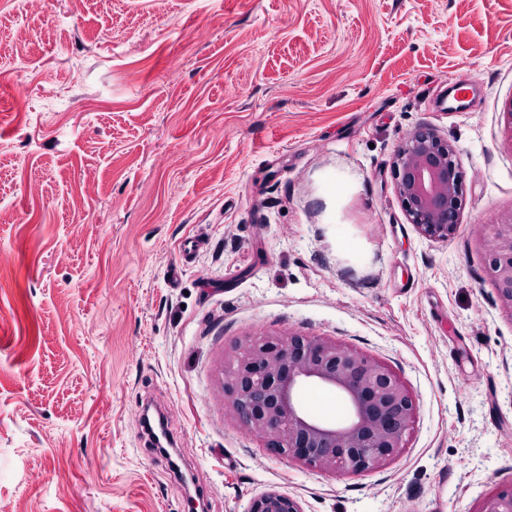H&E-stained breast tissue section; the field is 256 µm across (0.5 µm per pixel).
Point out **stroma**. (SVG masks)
Listing matches in <instances>:
<instances>
[{
  "instance_id": "stroma-1",
  "label": "stroma",
  "mask_w": 512,
  "mask_h": 512,
  "mask_svg": "<svg viewBox=\"0 0 512 512\" xmlns=\"http://www.w3.org/2000/svg\"><path fill=\"white\" fill-rule=\"evenodd\" d=\"M0 0V512H478L512 487V320L486 272L512 211V0ZM467 83L459 112L441 92ZM458 148L428 240L392 154ZM198 245L182 259L186 239ZM329 336L417 406L404 453L329 475L225 407L251 334ZM457 154V146L431 127L412 130L394 151L396 193L423 237L448 241L458 232L462 174ZM245 512H303L297 500L277 489H269L252 498Z\"/></svg>"
}]
</instances>
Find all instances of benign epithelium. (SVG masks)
Returning a JSON list of instances; mask_svg holds the SVG:
<instances>
[{"mask_svg": "<svg viewBox=\"0 0 512 512\" xmlns=\"http://www.w3.org/2000/svg\"><path fill=\"white\" fill-rule=\"evenodd\" d=\"M502 145L512 153V97L501 112ZM457 146L438 130L409 132L391 160L396 193L409 223L432 240L459 229L462 174ZM487 273L500 311L512 320V213L492 223ZM224 404L270 452L330 474L381 468L400 456L413 428L416 403L384 364L326 336L254 334L224 354L219 378ZM322 389L345 408L339 420L310 412L303 395ZM245 512H303L297 500L269 489ZM478 512H512V491L484 498Z\"/></svg>", "mask_w": 512, "mask_h": 512, "instance_id": "1", "label": "benign epithelium"}]
</instances>
